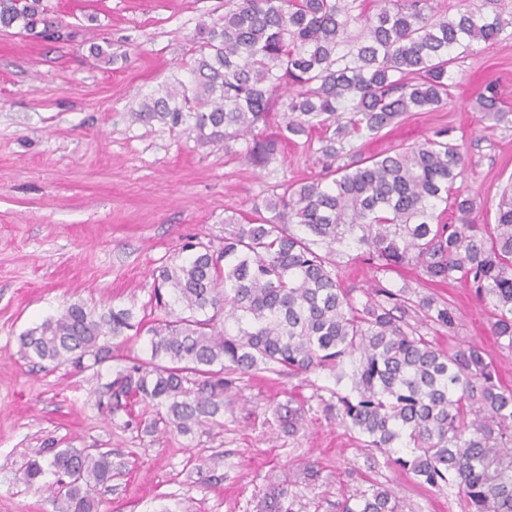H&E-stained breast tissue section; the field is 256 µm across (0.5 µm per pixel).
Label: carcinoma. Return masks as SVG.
I'll return each instance as SVG.
<instances>
[{
	"label": "carcinoma",
	"mask_w": 512,
	"mask_h": 512,
	"mask_svg": "<svg viewBox=\"0 0 512 512\" xmlns=\"http://www.w3.org/2000/svg\"><path fill=\"white\" fill-rule=\"evenodd\" d=\"M224 16L203 24L193 49L190 84L180 81L142 103L137 119L158 118L175 130L190 125L202 146L251 138L258 165L277 141L260 140L275 107L279 138L318 133L321 177L282 187L263 200L257 221L215 248L184 239L179 259L158 267L150 323L131 308L71 303L19 337L31 362L98 366L131 335L147 337L150 357H135L108 386V412H153L147 429L192 435L220 425L224 394L236 376L265 371H327L325 409L422 484H457L467 512H512V389L496 378L476 346L442 348L422 325L453 330L454 308L433 296L412 298L382 276L414 266L431 282L459 281L495 311L491 333L512 351V187L495 223L480 224L475 199L456 187L468 164L464 145L441 129L392 154L365 157L355 142L377 137L407 112L433 111L453 84L452 52L493 43L512 28L499 12L463 8L436 14L428 0H230ZM37 25L66 37L47 20L42 0H0V26ZM484 117L512 124L496 87L477 96ZM457 223H442L441 204ZM367 257L380 277L365 301L341 286L338 247ZM289 431L304 403L276 408ZM27 463L23 480L48 495L57 512H100L112 481V453L49 449ZM56 476L41 482L45 470ZM287 484L271 483L260 512H292ZM340 512H404L378 483L346 497Z\"/></svg>",
	"instance_id": "obj_1"
}]
</instances>
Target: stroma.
Instances as JSON below:
<instances>
[{"instance_id":"stroma-1","label":"stroma","mask_w":512,"mask_h":512,"mask_svg":"<svg viewBox=\"0 0 512 512\" xmlns=\"http://www.w3.org/2000/svg\"><path fill=\"white\" fill-rule=\"evenodd\" d=\"M224 2L75 0L64 12L59 0H43L47 19L71 31L67 42L0 27V512H55L22 479L29 459L49 447L111 452L103 512H259L266 487L284 480L294 512H337L343 496L368 481L388 485L405 512H467L458 488L420 485L378 450L360 447L318 398L333 383L327 373L243 377L224 398L223 427L150 434L143 406L129 414L99 406L126 357L144 356V338L83 371L35 367L18 353L23 332L73 302L156 317V269L174 259L183 237L221 246L226 216L247 223L274 186L321 175L315 139L280 142L257 166L244 141L202 146L188 129L135 119L144 99L189 81L193 38L200 24L223 16ZM95 44L107 47L109 60L92 55ZM453 74L443 106L405 115L359 148L383 154L447 129L469 154L460 183L480 222L491 224L512 184V127L485 119L475 99L491 83L512 111V39L472 45ZM385 281L448 301L456 328H425L427 338L444 348L479 345L512 387V352L500 349L493 310L470 288L428 283L412 266ZM291 397L308 409L295 434L273 413ZM309 463L320 471L312 482L302 477Z\"/></svg>"}]
</instances>
